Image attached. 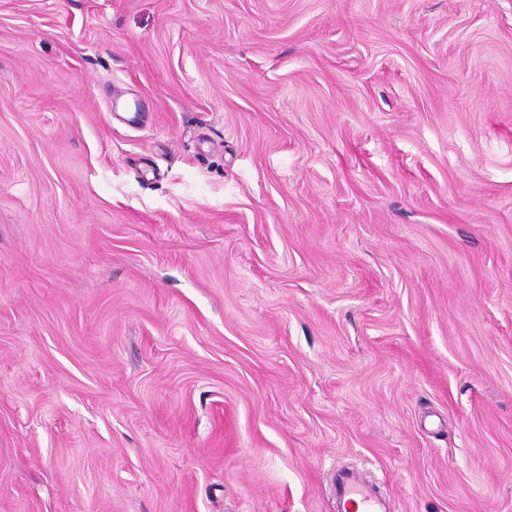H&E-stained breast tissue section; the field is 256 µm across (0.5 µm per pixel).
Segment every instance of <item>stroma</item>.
<instances>
[{"label": "stroma", "instance_id": "1", "mask_svg": "<svg viewBox=\"0 0 512 512\" xmlns=\"http://www.w3.org/2000/svg\"><path fill=\"white\" fill-rule=\"evenodd\" d=\"M512 512V0H0V512ZM335 494L337 512L387 511L385 501L374 491L372 483L356 471L337 473Z\"/></svg>", "mask_w": 512, "mask_h": 512}]
</instances>
